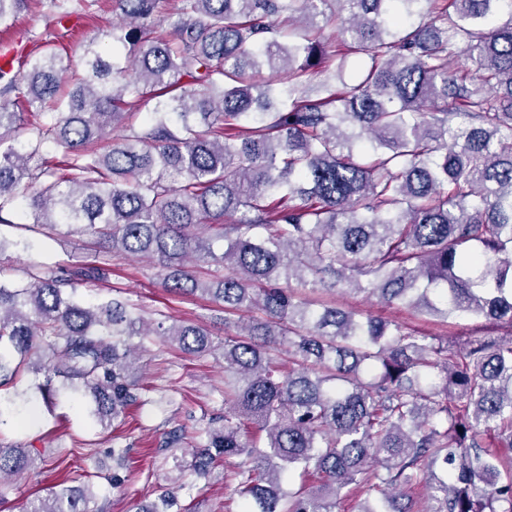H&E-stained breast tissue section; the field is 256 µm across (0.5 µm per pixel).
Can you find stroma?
I'll return each instance as SVG.
<instances>
[{"label":"stroma","mask_w":512,"mask_h":512,"mask_svg":"<svg viewBox=\"0 0 512 512\" xmlns=\"http://www.w3.org/2000/svg\"><path fill=\"white\" fill-rule=\"evenodd\" d=\"M59 0H29L27 7L10 23L0 25V43L12 44L18 52L16 68H24L30 52L43 50L54 41L58 53L78 60L82 44L98 38L104 50H111L112 7L104 0L96 17L71 14L59 22ZM0 239L8 247L5 257L16 279H24L29 266L78 261L83 252L76 237L59 234L48 238L20 225L0 224ZM78 296L88 302L118 297L141 304L147 311H162L174 320L205 327L214 324V305L207 298L178 299L162 285L155 269L147 263L116 258L106 282L82 288ZM337 304L352 306L365 314L409 324L429 336L457 339L480 335L483 320L467 315L452 323L427 321L354 294H336ZM138 376L148 387L151 404L131 410L123 425L90 426L84 408L65 397L47 405L35 389L36 379L25 374L20 382L28 390V403L17 404L11 426L0 429V441L30 449L36 469L15 477L0 490V512H22L28 499L46 497L71 472H89L99 491L103 512H137L172 488L176 460L190 461L189 449L162 450L165 432L183 427L188 433L204 430L210 417L224 410V364L217 354H188L177 343L151 345L141 359ZM129 447L123 465L130 480L121 490L108 488L104 476L112 471V444ZM179 492L181 504L191 512H238L239 503L232 484L224 480L223 469L212 479L185 476Z\"/></svg>","instance_id":"1"}]
</instances>
